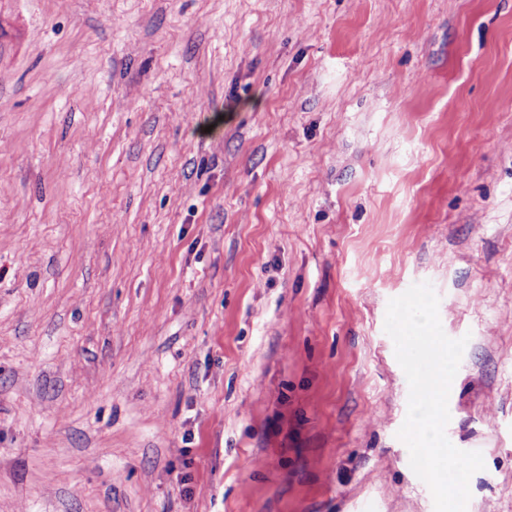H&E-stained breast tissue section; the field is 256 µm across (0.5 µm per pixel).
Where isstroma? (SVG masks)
<instances>
[{"label":"stroma","instance_id":"stroma-1","mask_svg":"<svg viewBox=\"0 0 512 512\" xmlns=\"http://www.w3.org/2000/svg\"><path fill=\"white\" fill-rule=\"evenodd\" d=\"M421 282L512 512V0H0V512H434Z\"/></svg>","mask_w":512,"mask_h":512}]
</instances>
